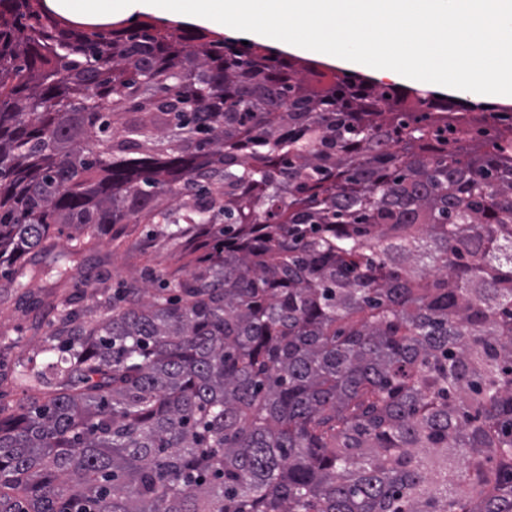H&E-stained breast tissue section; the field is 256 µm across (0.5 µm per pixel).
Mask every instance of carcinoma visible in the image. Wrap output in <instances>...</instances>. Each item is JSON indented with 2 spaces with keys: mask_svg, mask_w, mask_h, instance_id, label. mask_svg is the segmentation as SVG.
Listing matches in <instances>:
<instances>
[{
  "mask_svg": "<svg viewBox=\"0 0 512 512\" xmlns=\"http://www.w3.org/2000/svg\"><path fill=\"white\" fill-rule=\"evenodd\" d=\"M37 2L0 0V278L54 322L0 372V512H512V115ZM130 224L189 270L73 292Z\"/></svg>",
  "mask_w": 512,
  "mask_h": 512,
  "instance_id": "obj_1",
  "label": "carcinoma"
}]
</instances>
